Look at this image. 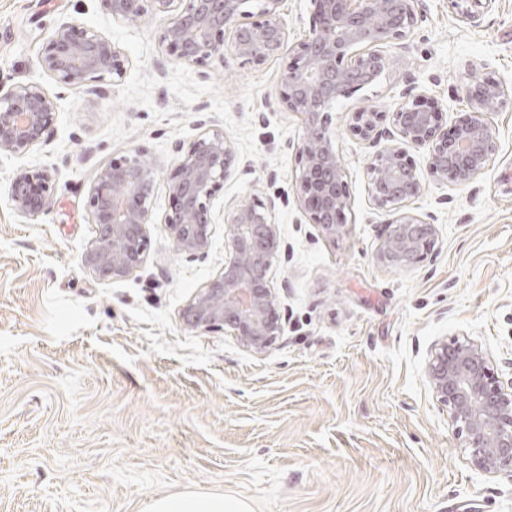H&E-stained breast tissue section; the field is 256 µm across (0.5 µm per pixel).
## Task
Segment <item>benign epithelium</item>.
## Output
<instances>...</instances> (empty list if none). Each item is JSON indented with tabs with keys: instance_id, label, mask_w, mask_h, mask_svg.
Instances as JSON below:
<instances>
[{
	"instance_id": "benign-epithelium-1",
	"label": "benign epithelium",
	"mask_w": 512,
	"mask_h": 512,
	"mask_svg": "<svg viewBox=\"0 0 512 512\" xmlns=\"http://www.w3.org/2000/svg\"><path fill=\"white\" fill-rule=\"evenodd\" d=\"M490 0H452L475 21ZM112 18L136 23L151 15L164 20L161 41L179 64H222L228 57L260 66L287 52L278 104L306 116L297 152L296 193L310 223L333 234L349 207L344 169L336 155L331 111L342 98L376 80L386 67L378 47L401 41L418 24L419 0H312L315 23L308 37L289 43L279 13L281 0H99ZM128 59L102 33L63 23L41 55L42 70L61 85L77 79L121 81ZM476 109L448 129L440 110L422 94H407L387 114L363 104L349 113L348 129L372 149L368 157L375 206L393 211L377 260L391 268L420 263L435 243V225L402 211L420 192L421 174L408 161L410 148L427 153L428 176L469 184L489 166L496 137L484 113L505 95L498 84L473 82L466 89ZM54 98L39 84L0 88V155L23 156L49 143ZM167 180L171 211L157 219L151 199L158 161L137 148L101 168L89 188L88 207L97 233L82 266L102 279L121 280L144 266L151 247L149 227L165 225L173 246L189 258L208 254L212 201L224 191L235 159L234 141L221 130L175 147ZM52 189L48 171H19L11 184L16 210L40 213ZM276 201H256L224 216L231 250L224 269L198 289L181 310L194 330L228 328L247 349L261 353L283 335L280 300L269 272L282 252ZM437 400L450 410L472 463L487 473L512 472V381L505 384L482 349L471 342L443 344L427 367Z\"/></svg>"
}]
</instances>
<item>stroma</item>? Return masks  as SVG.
<instances>
[{"instance_id":"35a3bbf8","label":"stroma","mask_w":512,"mask_h":512,"mask_svg":"<svg viewBox=\"0 0 512 512\" xmlns=\"http://www.w3.org/2000/svg\"><path fill=\"white\" fill-rule=\"evenodd\" d=\"M419 7L415 33L384 48L381 77L332 111L350 206L329 235L296 194L304 117L278 104L287 55L173 64L161 19L119 22L98 0H0V85L34 82L56 103L49 145L0 156V512H145L185 490L252 512H512V472L471 464L427 377L436 345L468 339L512 378V0L474 22L449 0ZM67 22L120 48V82L65 87L43 72ZM476 79L509 95L486 116L492 162L463 187L424 178L404 209L435 225V246L415 267H386L392 214L371 200L369 150L348 114L395 111L412 88L452 123ZM208 129L231 136L237 157L207 257L179 253L157 223L141 271H86L98 171L140 148L167 179L176 144ZM23 168L53 178L33 217L11 200ZM277 195L288 199L273 212L286 252L271 271L284 335L256 354L231 330L187 329L182 308L224 267L225 212Z\"/></svg>"}]
</instances>
